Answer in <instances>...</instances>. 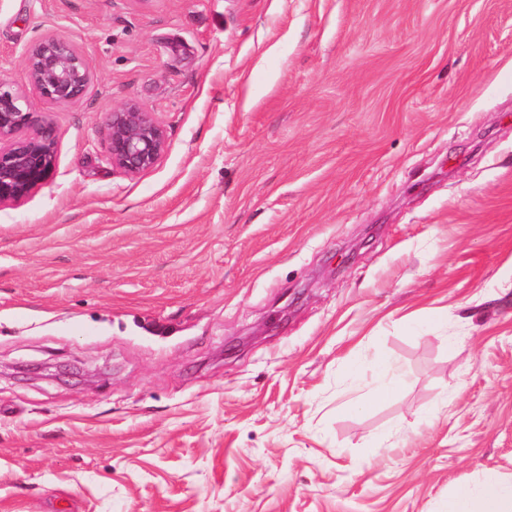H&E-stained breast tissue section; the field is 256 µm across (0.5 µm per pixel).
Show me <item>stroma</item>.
Here are the masks:
<instances>
[{"label": "stroma", "mask_w": 512, "mask_h": 512, "mask_svg": "<svg viewBox=\"0 0 512 512\" xmlns=\"http://www.w3.org/2000/svg\"><path fill=\"white\" fill-rule=\"evenodd\" d=\"M65 37L87 95L44 101ZM52 180L0 206V512H447L512 479V0H0ZM168 132L109 161L125 102ZM405 375L361 397L375 364ZM24 61L32 85L54 103L68 104L84 98L93 81L81 50L60 36L37 39L26 48ZM154 114L132 101L106 113L104 121L113 169L137 177L159 165L168 137L165 126ZM392 366L390 363H381L379 367L380 380L378 384L372 387L366 394L368 401H377L388 397L398 391L403 379L400 376L391 374Z\"/></svg>", "instance_id": "obj_1"}]
</instances>
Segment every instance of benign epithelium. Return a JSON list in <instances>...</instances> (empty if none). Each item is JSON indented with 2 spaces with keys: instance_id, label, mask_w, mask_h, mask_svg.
Returning a JSON list of instances; mask_svg holds the SVG:
<instances>
[{
  "instance_id": "7a95c632",
  "label": "benign epithelium",
  "mask_w": 512,
  "mask_h": 512,
  "mask_svg": "<svg viewBox=\"0 0 512 512\" xmlns=\"http://www.w3.org/2000/svg\"><path fill=\"white\" fill-rule=\"evenodd\" d=\"M25 67L40 95L68 104L84 98L93 81L81 50L66 38L46 35L24 53ZM112 168L128 177L153 170L167 149L165 126L135 102L106 113ZM58 133L45 112L35 111L30 97L0 77V205L21 203L52 178Z\"/></svg>"
}]
</instances>
